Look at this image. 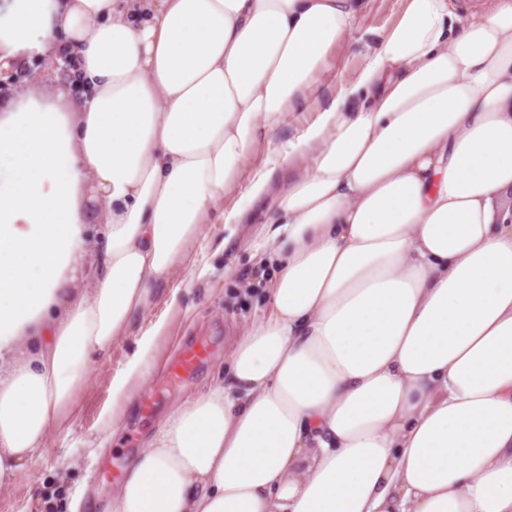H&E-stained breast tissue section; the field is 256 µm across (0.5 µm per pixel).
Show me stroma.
I'll use <instances>...</instances> for the list:
<instances>
[{
    "mask_svg": "<svg viewBox=\"0 0 512 512\" xmlns=\"http://www.w3.org/2000/svg\"><path fill=\"white\" fill-rule=\"evenodd\" d=\"M401 6L402 0H372L370 10L356 18L347 41L328 52L315 97L331 100L342 82L355 78L362 66L364 44L376 41L382 29L396 20ZM25 69L21 88L68 92L59 73L60 61L53 55L30 60ZM255 230V225L238 224L229 237L223 225H207L209 244L221 243L225 249L205 253L199 244H190L179 276L160 286L151 316L163 319L165 328L154 341L144 386L128 408L121 436L103 448L85 445L101 411L112 403V377L134 349L129 338L116 342L94 364L68 431L50 434L30 470L0 492V512H105L118 486L116 475L128 455L156 432L172 404L214 381L237 337L263 314V289L242 286L244 279L255 274L250 261ZM196 271L201 272V279L195 288L184 289L183 277ZM199 341L210 343L209 358L187 378L171 381L169 371L179 351ZM147 400L154 403L149 412L142 409Z\"/></svg>",
    "mask_w": 512,
    "mask_h": 512,
    "instance_id": "stroma-1",
    "label": "stroma"
}]
</instances>
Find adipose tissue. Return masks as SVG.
Here are the masks:
<instances>
[{
    "mask_svg": "<svg viewBox=\"0 0 512 512\" xmlns=\"http://www.w3.org/2000/svg\"><path fill=\"white\" fill-rule=\"evenodd\" d=\"M367 5L0 0V64L56 51L80 87L0 101V491L133 334L93 447L116 433L164 329L133 331L157 287L212 214L258 206L266 310L110 512H512V0H403L320 103ZM301 109L317 120L279 141Z\"/></svg>",
    "mask_w": 512,
    "mask_h": 512,
    "instance_id": "obj_1",
    "label": "adipose tissue"
}]
</instances>
